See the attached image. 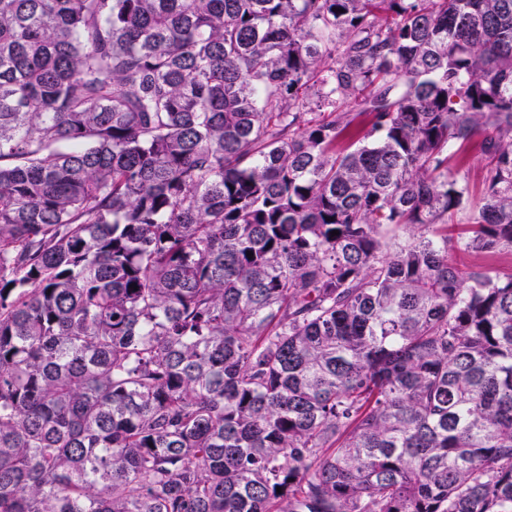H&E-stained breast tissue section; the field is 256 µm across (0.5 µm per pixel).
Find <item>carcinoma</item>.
I'll return each instance as SVG.
<instances>
[{
    "label": "carcinoma",
    "mask_w": 512,
    "mask_h": 512,
    "mask_svg": "<svg viewBox=\"0 0 512 512\" xmlns=\"http://www.w3.org/2000/svg\"><path fill=\"white\" fill-rule=\"evenodd\" d=\"M503 249L512 0H0V512H512ZM491 130L478 132L463 148L453 147L448 150V170L461 177L467 187L469 197L480 195L485 175V164L482 156V143ZM448 260L465 268L487 267L502 278L512 277V252L503 250L493 255L472 252L463 255L448 254Z\"/></svg>",
    "instance_id": "carcinoma-1"
}]
</instances>
